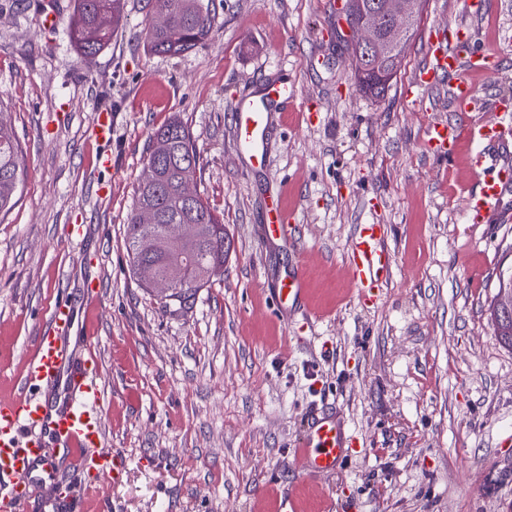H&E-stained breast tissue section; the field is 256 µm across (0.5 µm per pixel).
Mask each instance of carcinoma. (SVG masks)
<instances>
[{"mask_svg": "<svg viewBox=\"0 0 512 512\" xmlns=\"http://www.w3.org/2000/svg\"><path fill=\"white\" fill-rule=\"evenodd\" d=\"M150 5L153 14L166 18L164 25L150 24L145 31L155 54L187 53L202 44L212 30L213 17L202 0H150ZM122 17V0H75L69 41L80 54L94 56L111 41ZM352 55L356 56L354 79L359 89L375 96L383 93L394 76L383 81L375 76V70L390 69L389 52L367 58L354 50ZM153 140L163 141L166 149L150 153L158 178L151 186L138 185L126 225V240L136 269L146 263L152 266L156 278L165 279L172 268H184L179 287L165 299L185 304L207 286L214 269L224 267L231 243L223 221L201 195H196L191 204L182 196L181 180L193 177L199 169L189 129L179 121H171L156 130ZM20 185L19 148L11 126L0 118V211L10 206ZM144 209L154 212L155 223H140L139 213ZM170 224H196L198 228L190 238L171 240L166 233ZM145 235L156 240V249L143 256L137 243Z\"/></svg>", "mask_w": 512, "mask_h": 512, "instance_id": "carcinoma-1", "label": "carcinoma"}]
</instances>
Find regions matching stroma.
I'll use <instances>...</instances> for the list:
<instances>
[{
  "mask_svg": "<svg viewBox=\"0 0 512 512\" xmlns=\"http://www.w3.org/2000/svg\"><path fill=\"white\" fill-rule=\"evenodd\" d=\"M207 3L214 30L188 53H151L148 0H124L112 40L85 57L67 37L74 0H0V116L23 167L0 213V399L54 305L93 288L100 303L76 307L71 333L92 340L105 445L127 467L86 490L87 512H512V349L490 316L512 223H467L475 174L427 148L430 122L462 118L447 82L415 104L402 95L429 31L459 25L496 55L478 96L512 93V0H426L381 98L357 89L352 35L329 0ZM281 80L296 109L271 113L255 167L233 106ZM101 110L105 143L91 134ZM173 120L192 134L194 186L232 243L184 305L146 290L125 236L150 138ZM273 196L292 214L294 250L261 234ZM362 224L387 227L390 277L373 301L347 273ZM298 255L306 292L285 311L274 289ZM316 411L361 446L309 479L294 450Z\"/></svg>",
  "mask_w": 512,
  "mask_h": 512,
  "instance_id": "stroma-1",
  "label": "stroma"
}]
</instances>
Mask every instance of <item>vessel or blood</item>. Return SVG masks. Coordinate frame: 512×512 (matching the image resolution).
Segmentation results:
<instances>
[{"mask_svg":"<svg viewBox=\"0 0 512 512\" xmlns=\"http://www.w3.org/2000/svg\"><path fill=\"white\" fill-rule=\"evenodd\" d=\"M495 69L492 54L475 50L470 33L457 29L436 35L428 43V62L405 86L404 95L419 99L443 78H452L451 94L457 112L479 111L481 102L469 74H489ZM294 94L285 85L267 87L260 99L238 100L234 122L240 149L251 161L265 157V132L271 108L293 102ZM496 110L500 119L494 123L469 122L448 125L431 122L426 131L430 152L440 158L454 156L461 143L472 150L470 164L481 180L479 189L467 198V220L487 223L496 216L503 224L512 222V208L503 202L504 190L512 184V168L498 165L486 172L490 149L512 145V98H500ZM290 213L286 206L273 204L262 226L271 241L287 242L292 235ZM386 227L361 225L351 245L348 272L360 292L377 298L390 270V258L384 248ZM304 292L300 270L282 278L276 288L280 305L298 300ZM66 304H57L49 325L38 336L35 352L18 392L0 400V512H25L28 489L38 488V472L48 469L45 442H53L59 453L72 458L74 474L95 471L100 478L118 479L124 468L121 456L104 447L103 420L94 369L74 357L66 338L70 325ZM350 441L335 418L315 417L294 452L300 468L308 475L331 473L346 455Z\"/></svg>","mask_w":512,"mask_h":512,"instance_id":"b4317fda","label":"vessel or blood"}]
</instances>
